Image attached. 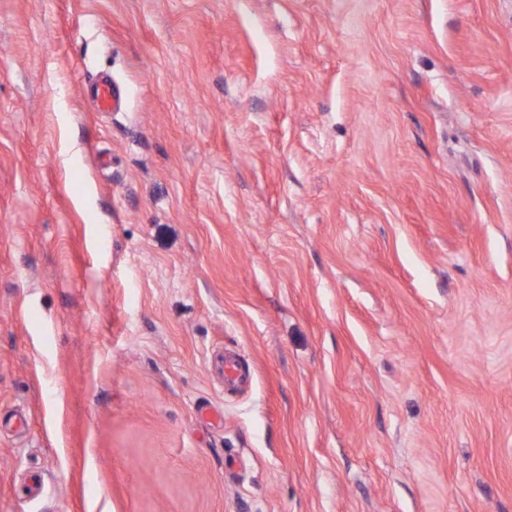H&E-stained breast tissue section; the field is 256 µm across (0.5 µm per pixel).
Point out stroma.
Segmentation results:
<instances>
[{"instance_id": "1", "label": "stroma", "mask_w": 512, "mask_h": 512, "mask_svg": "<svg viewBox=\"0 0 512 512\" xmlns=\"http://www.w3.org/2000/svg\"><path fill=\"white\" fill-rule=\"evenodd\" d=\"M0 512H512V0H0ZM91 95L96 99L100 112L112 111L115 106V95L109 80H98L90 87Z\"/></svg>"}]
</instances>
